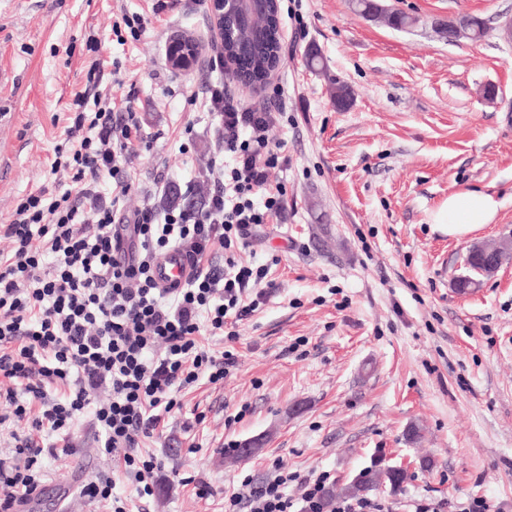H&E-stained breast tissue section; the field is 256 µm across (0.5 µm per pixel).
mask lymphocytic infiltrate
<instances>
[{
  "label": "lymphocytic infiltrate",
  "mask_w": 512,
  "mask_h": 512,
  "mask_svg": "<svg viewBox=\"0 0 512 512\" xmlns=\"http://www.w3.org/2000/svg\"><path fill=\"white\" fill-rule=\"evenodd\" d=\"M217 121L220 154L232 165L214 166V189L204 206H178L157 216L146 205L123 213L119 197L105 198L100 184L119 177L125 154L141 138L133 110L111 107L77 112L67 130L74 139L64 169L79 185L70 193L41 191L17 206L0 233L11 253L0 260V424L68 436L80 415L91 413L104 451H121L139 497L153 494L157 463L140 448L180 403L178 392L200 375L223 380L235 363L233 349L214 353L202 334L238 338L236 326L264 297L265 267L235 262L232 254L251 226L267 224L286 207L271 176L283 164L266 130L274 111H254L230 97L223 81L206 91ZM42 238L44 248L33 244ZM227 254L211 264L213 247ZM179 247L198 263L194 277L174 292L157 287L153 255ZM67 386L58 401L46 399V383ZM105 389L108 401L93 403ZM42 403L31 416L29 402ZM43 448L31 437L16 439L12 464L0 461V512H17L43 477ZM270 478L252 485L246 498L232 496L227 512H325L328 472L303 476L280 460ZM296 495H289V488Z\"/></svg>",
  "instance_id": "obj_1"
}]
</instances>
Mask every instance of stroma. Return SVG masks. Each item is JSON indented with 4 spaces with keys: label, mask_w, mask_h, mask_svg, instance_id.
I'll use <instances>...</instances> for the list:
<instances>
[{
    "label": "stroma",
    "mask_w": 512,
    "mask_h": 512,
    "mask_svg": "<svg viewBox=\"0 0 512 512\" xmlns=\"http://www.w3.org/2000/svg\"><path fill=\"white\" fill-rule=\"evenodd\" d=\"M384 2L417 25L392 29L350 0H281L284 64L271 85L225 84L258 110L287 86L288 117L267 136L288 159L275 175L288 207L252 227L234 254L267 267L271 288L238 322L227 376L181 391V409L147 439L158 468L142 512H224L247 481L271 477L276 458L302 475L330 472L335 488L377 466L407 467L401 490L375 494L394 512L417 499L451 512L476 497L512 512V261L474 291L453 286L471 245L512 237V41L499 35L512 0ZM152 7L0 0V225L22 197L72 189L52 165L72 147L66 130L78 98L92 111L101 99L134 97L144 141L124 165L125 211L162 207L174 187L211 194L216 121L201 104L210 52L188 70L166 57L173 34L206 38L210 0H171L158 15ZM462 14L485 18L481 41L443 37L440 23ZM125 17L144 19L139 37L115 35ZM91 36L100 52L88 51ZM311 44L324 69L307 65ZM339 82L353 92L342 110L332 97ZM465 188L500 206L493 223L457 240L437 219ZM413 425L423 433L417 444L406 439ZM261 436L262 451L248 460L224 449ZM72 441L75 455L47 459L29 512H106L80 494L99 476L135 497L133 475L99 447L89 418H79Z\"/></svg>",
    "instance_id": "35a3bbf8"
}]
</instances>
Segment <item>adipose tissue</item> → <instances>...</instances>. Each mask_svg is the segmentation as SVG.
<instances>
[{
	"label": "adipose tissue",
	"instance_id": "adipose-tissue-1",
	"mask_svg": "<svg viewBox=\"0 0 512 512\" xmlns=\"http://www.w3.org/2000/svg\"><path fill=\"white\" fill-rule=\"evenodd\" d=\"M498 207V201L491 194L474 188L465 189L449 195L439 220L449 236L463 239L479 225L492 223Z\"/></svg>",
	"mask_w": 512,
	"mask_h": 512
}]
</instances>
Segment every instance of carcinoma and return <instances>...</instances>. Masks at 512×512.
Listing matches in <instances>:
<instances>
[{
  "label": "carcinoma",
  "mask_w": 512,
  "mask_h": 512,
  "mask_svg": "<svg viewBox=\"0 0 512 512\" xmlns=\"http://www.w3.org/2000/svg\"><path fill=\"white\" fill-rule=\"evenodd\" d=\"M354 11L372 19H382L389 27L404 30L414 26L417 19L404 13L385 15L379 0H351ZM256 17V25L234 39L224 42V66L230 71H238L242 83L262 86L281 63V45L278 6L276 0H256L249 10ZM487 32L486 23L477 16L454 19L445 28L444 37L450 43L462 39L472 42L482 40ZM486 255L480 247L472 248L467 256L470 279L455 283V287L466 291L477 286ZM405 474L397 467L387 466L366 470L350 484L340 489H331L326 498L331 501L339 496L357 497L381 488L397 490L401 487Z\"/></svg>",
  "instance_id": "1"
}]
</instances>
